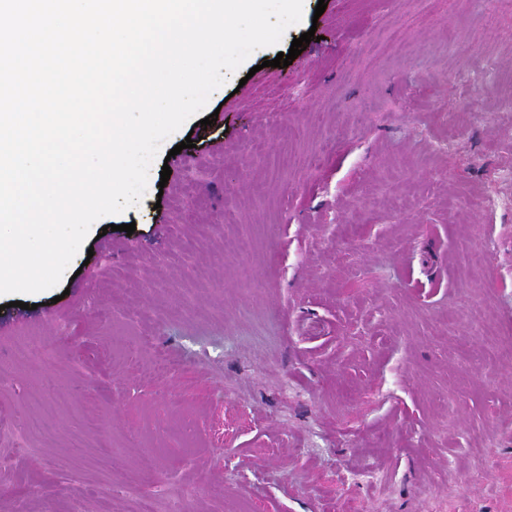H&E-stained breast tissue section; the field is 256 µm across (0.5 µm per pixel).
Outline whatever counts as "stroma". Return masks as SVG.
<instances>
[{
  "instance_id": "obj_1",
  "label": "stroma",
  "mask_w": 512,
  "mask_h": 512,
  "mask_svg": "<svg viewBox=\"0 0 512 512\" xmlns=\"http://www.w3.org/2000/svg\"><path fill=\"white\" fill-rule=\"evenodd\" d=\"M511 96L488 0H304L0 296V512H512Z\"/></svg>"
}]
</instances>
